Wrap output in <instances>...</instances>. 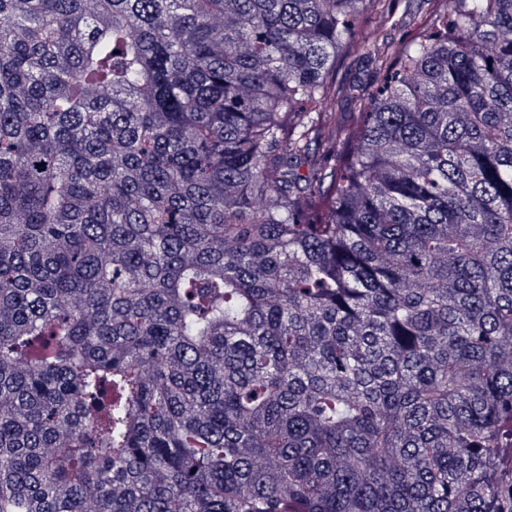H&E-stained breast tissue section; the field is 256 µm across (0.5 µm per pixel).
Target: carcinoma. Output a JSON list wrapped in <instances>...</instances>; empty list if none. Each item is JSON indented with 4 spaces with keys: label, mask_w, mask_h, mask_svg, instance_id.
<instances>
[{
    "label": "carcinoma",
    "mask_w": 512,
    "mask_h": 512,
    "mask_svg": "<svg viewBox=\"0 0 512 512\" xmlns=\"http://www.w3.org/2000/svg\"><path fill=\"white\" fill-rule=\"evenodd\" d=\"M418 2L0 0V512H512V0ZM336 78L343 82H356L370 91L379 81L375 65L364 58L351 57L336 65Z\"/></svg>",
    "instance_id": "1"
}]
</instances>
